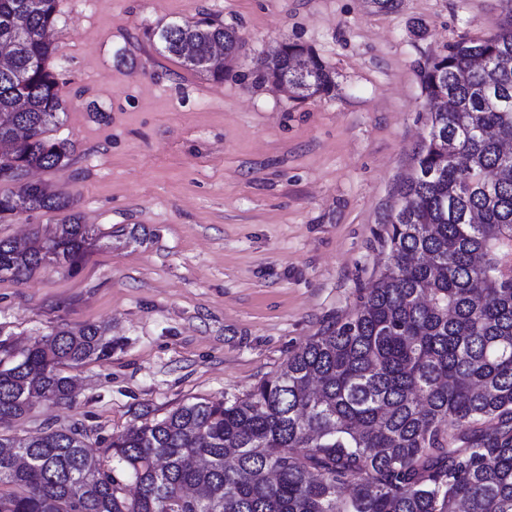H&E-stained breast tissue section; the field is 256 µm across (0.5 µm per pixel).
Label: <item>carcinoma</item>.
<instances>
[{
  "instance_id": "carcinoma-1",
  "label": "carcinoma",
  "mask_w": 512,
  "mask_h": 512,
  "mask_svg": "<svg viewBox=\"0 0 512 512\" xmlns=\"http://www.w3.org/2000/svg\"><path fill=\"white\" fill-rule=\"evenodd\" d=\"M58 5L0 0V41L12 43L0 66V163L16 170L0 178L1 220L72 205L19 179L61 170L71 154L50 136L66 112L46 37ZM150 35L214 79L241 47L204 14ZM420 77L441 108L385 219V263L352 313L248 394L134 425L102 461L71 429L0 436V512H512V157L499 145L512 136V26L449 45ZM259 81L288 83L296 100L335 86L298 44ZM93 233L74 217L23 247L0 238V279L71 269ZM0 350V418L16 417L35 398H69L60 366L110 355L112 337L89 324L19 356Z\"/></svg>"
}]
</instances>
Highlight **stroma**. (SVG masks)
Masks as SVG:
<instances>
[{"label": "stroma", "mask_w": 512, "mask_h": 512, "mask_svg": "<svg viewBox=\"0 0 512 512\" xmlns=\"http://www.w3.org/2000/svg\"><path fill=\"white\" fill-rule=\"evenodd\" d=\"M52 68L68 99L67 167L33 180L69 193L97 240L76 268L0 280V342L108 329L112 354L68 365L71 401L0 422L27 438L112 435L199 398L242 396L344 319L384 263L395 189L426 134L420 69L461 36L512 22V0H59ZM199 13L242 48L223 80L187 70L144 31ZM283 43L330 69L300 102L258 84ZM67 212L0 222L46 236Z\"/></svg>", "instance_id": "obj_1"}]
</instances>
